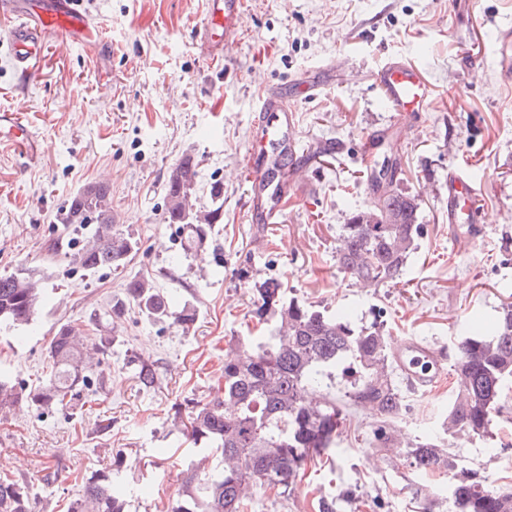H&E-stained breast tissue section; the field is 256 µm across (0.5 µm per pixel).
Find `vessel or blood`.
Wrapping results in <instances>:
<instances>
[{"label":"vessel or blood","mask_w":512,"mask_h":512,"mask_svg":"<svg viewBox=\"0 0 512 512\" xmlns=\"http://www.w3.org/2000/svg\"><path fill=\"white\" fill-rule=\"evenodd\" d=\"M245 0H206L205 20L198 28L199 45L209 64L223 63L227 52L241 40V18ZM0 16L9 21L8 42L16 68L33 77L34 64L41 58L49 35L62 42L92 46L106 51L101 24L80 11L76 0H0ZM385 101L398 113L420 112L429 104L433 88L424 72L404 58H393L373 75ZM294 115L280 98L268 96L259 105L260 136L249 155L251 190L248 211L264 224L274 223L281 202L298 184V169L285 166V154L294 153L296 145L288 141L287 131ZM17 146L28 155H37L35 138L21 113H0V142ZM481 191L473 179L457 172L448 174V223L467 225L468 236H475ZM394 361L408 382L416 389L429 392L437 384L441 354L410 339L393 349Z\"/></svg>","instance_id":"vessel-or-blood-1"}]
</instances>
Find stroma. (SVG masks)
<instances>
[{
  "label": "stroma",
  "mask_w": 512,
  "mask_h": 512,
  "mask_svg": "<svg viewBox=\"0 0 512 512\" xmlns=\"http://www.w3.org/2000/svg\"><path fill=\"white\" fill-rule=\"evenodd\" d=\"M79 8L104 27V60L52 41L27 84L0 16V110L22 113L41 149L32 160L0 143V275L29 268L41 278L31 324L0 329V380L18 389L45 382L57 330L97 336L96 317L134 276L196 320L185 327L125 303L79 400L46 411L0 407V460H20L8 475L28 483L37 512H68L87 479L116 465L130 488L127 512H163L191 468L217 465L184 422L216 394L225 353L279 325L277 309L265 324L255 317L271 282L282 301L347 314L356 328L380 325L392 344L413 338L445 351L435 391L402 388L393 424L407 439L440 432L464 327L488 332L512 302V81L498 67L512 0H246L242 41L219 66L196 47L204 0H79ZM339 54L346 65L332 86L295 96L302 75ZM391 57L412 60L435 85L427 111H390L372 74ZM269 92L288 97L307 170L281 222L260 228L247 211V159L258 100ZM187 153L198 162L197 206L210 207L212 187L224 192L218 222L192 255L165 219L168 174ZM369 154L389 156L396 187L418 199L422 226L401 273L370 286L336 262L343 224L377 199ZM452 167L475 178L484 201V233L464 248L448 228ZM96 181L110 185L113 222L134 242L116 271L90 273L48 250L70 198ZM144 365L155 371L153 387L139 380ZM502 400L489 437L460 434L451 447L495 485L512 483V380ZM376 421L353 411L329 461L310 467L288 497L254 488L248 512H318L321 499L335 501L336 512H423L430 494L436 512H448L446 480L376 447Z\"/></svg>",
  "instance_id": "1"
}]
</instances>
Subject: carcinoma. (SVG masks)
<instances>
[{
    "instance_id": "carcinoma-1",
    "label": "carcinoma",
    "mask_w": 512,
    "mask_h": 512,
    "mask_svg": "<svg viewBox=\"0 0 512 512\" xmlns=\"http://www.w3.org/2000/svg\"><path fill=\"white\" fill-rule=\"evenodd\" d=\"M198 163L187 153L167 179L166 218L180 225L185 253L203 247L224 207L223 191L212 188L213 207L194 208ZM388 211L382 224H365V211L343 225L336 253L339 267L349 276L377 285L393 279L405 265L415 239L422 234L415 196L390 188L378 207ZM95 225L88 243L70 255L87 272L124 266L132 250L130 238L112 224L111 189L91 182L69 200L64 229ZM257 310L279 307L281 329L266 341L240 344L224 355V386L212 400L198 404L188 416L187 435L195 444L213 446L221 468L197 469L186 475L178 496L166 512H248L249 490L259 485L285 497L308 466L332 448L346 422L348 409L366 407L380 414L373 441H394L391 422L403 407L402 395L388 370L385 336L372 325L355 329L341 317H327L293 300L281 302L279 288L261 289ZM126 298L154 318L171 316L164 293L148 281L132 278L124 284ZM39 298L38 279L30 269L0 275V325H27ZM52 370L46 383L26 395L0 382V406L24 399L38 409L64 404L89 385L83 366L84 350L70 327H60L50 344ZM352 363L349 387L343 397L328 391L336 366ZM455 399L443 421L450 435L485 437L502 404L503 382L512 378V303L501 307L489 337L467 336L457 345L453 364ZM409 465L422 474L448 473V492L454 512H512V484L488 483L479 467L460 465L444 442L427 439L404 444ZM125 485L120 477L91 478L71 504V512H124ZM0 512H35L27 484L0 477Z\"/></svg>"
}]
</instances>
